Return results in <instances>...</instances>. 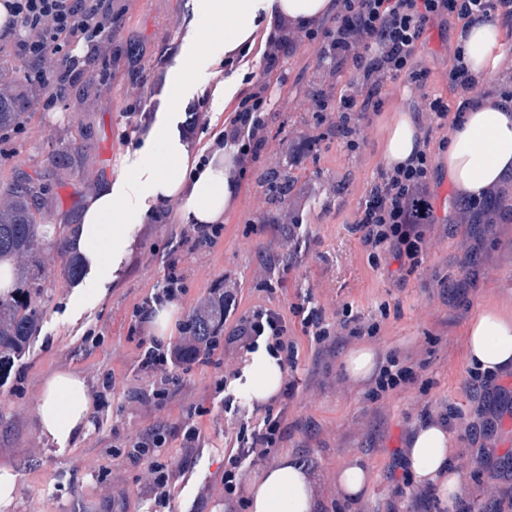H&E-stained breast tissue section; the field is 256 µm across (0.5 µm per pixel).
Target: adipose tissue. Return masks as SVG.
Returning <instances> with one entry per match:
<instances>
[{"mask_svg":"<svg viewBox=\"0 0 512 512\" xmlns=\"http://www.w3.org/2000/svg\"><path fill=\"white\" fill-rule=\"evenodd\" d=\"M333 0H193L196 15L212 23L225 53L250 51L258 23L273 27L278 19L306 25L327 13ZM457 38L465 60L477 79H493L498 67L500 42L492 25L473 23ZM453 187L478 196L512 173V106L483 99L469 107L459 128L452 131L442 159ZM231 160L215 152L207 164H199L196 151L172 133L164 121H156L144 134L139 165L125 176L127 198L111 186L91 194L76 227L69 236L75 252L91 265L105 267L115 249L130 245L136 224L144 213L129 199L146 195L155 200L181 199L182 217L193 224H214L224 218L234 184ZM468 358L480 371L501 375L512 369V318L494 310L477 313L468 328ZM252 402L268 403L282 388L284 373L276 357L266 349L250 353L244 368ZM94 403L83 378L70 371L46 380L36 410L40 436L59 446L78 443L90 426ZM451 436L441 424L420 427L409 439L404 466L413 484L433 486L442 507H453L464 488L448 456ZM249 512H315L316 487L304 467L292 457H282L248 480Z\"/></svg>","mask_w":512,"mask_h":512,"instance_id":"ef3b65f1","label":"adipose tissue"}]
</instances>
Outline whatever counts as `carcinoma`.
I'll list each match as a JSON object with an SVG mask.
<instances>
[{
    "label": "carcinoma",
    "instance_id": "1",
    "mask_svg": "<svg viewBox=\"0 0 512 512\" xmlns=\"http://www.w3.org/2000/svg\"><path fill=\"white\" fill-rule=\"evenodd\" d=\"M24 112L19 102L0 94V129L22 123ZM296 178L291 169L280 172L268 180L269 191L282 197L295 185ZM10 200L0 207V261L15 254L29 251L32 242L39 236L51 235L49 225L36 221L35 205L39 199L40 186L34 182L16 184L9 188ZM512 218V197L503 189H497L481 209L484 224H500ZM30 271L22 268L16 272V292L6 297L0 295V371L11 364L15 354L33 336L40 320V311L26 300V285ZM224 316L219 310L210 317L198 316L192 321V330L198 336H210Z\"/></svg>",
    "mask_w": 512,
    "mask_h": 512
}]
</instances>
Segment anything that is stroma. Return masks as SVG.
Listing matches in <instances>:
<instances>
[{"label":"stroma","mask_w":512,"mask_h":512,"mask_svg":"<svg viewBox=\"0 0 512 512\" xmlns=\"http://www.w3.org/2000/svg\"><path fill=\"white\" fill-rule=\"evenodd\" d=\"M210 36L207 22L193 15L192 0H127L107 63L90 61L84 78L66 86L47 110L42 107L47 91L24 79L31 63L0 56V72L12 77L13 92L23 94L29 105L22 126L0 142V202L6 201L12 183L31 179L44 188L38 223H78L88 191L107 182L121 187L142 146L144 122H155L164 113L182 134L201 106L212 128H220L229 101L215 87L223 54L199 65L181 106L167 109L178 58L188 42ZM284 67L288 102L273 112L270 130H310L315 118L308 89L321 66L301 50ZM142 85L147 95L136 111H128L132 93ZM391 86L395 95L385 102L380 122L359 151L329 138L321 142L318 157L295 168L297 180L316 178L320 189L291 248L282 247L278 236L252 229L237 207L225 210L224 239L211 252L191 251L179 239V225L162 217L137 225L131 245L113 255L111 273L102 276L69 278L65 253L52 237L39 239L33 253L13 257L14 265L33 273L29 300L42 316L10 374L0 379V470L16 476L10 512H153L139 483V468L113 457L112 450L145 426L126 407L130 393L150 385L138 366L131 314L161 284L166 256L174 248L188 270V299L227 275L241 284V315L258 304L296 302L300 289L310 287L328 322H336L348 302L379 322L378 335L343 336L328 350L299 337L297 364L288 374L296 387L288 403V435L270 459L291 454L302 461L324 487L326 512H444L406 491L396 455L427 408L459 410L470 423L469 429L452 430L450 444L465 502L474 512H489L492 499L503 510L512 503V410L502 412L494 425L483 423L476 410L492 405L493 398L465 383L471 319L484 308L512 316V224L497 225L478 238L466 226L452 224L461 198L449 181H442L434 200L438 222L431 227L425 262L408 274L392 264L372 268L356 235L341 222L374 181L392 124L421 105L407 77ZM263 262L274 271L268 287L254 279ZM441 276L448 279V292L436 286ZM362 345L374 348L379 358L395 353L407 360L415 381L402 392L371 401L369 383L353 381L344 372L346 355ZM61 371L77 373L91 390L106 375L116 379L107 394L108 408L94 412L86 437L62 452L41 438L35 425L42 386ZM213 373L210 366L194 368L156 414L171 434L169 452L179 465L171 512H228L221 480L232 445L224 437V401L210 388ZM198 405L208 410L202 419L205 440L183 444L174 430ZM483 448L493 455L482 470L472 471L469 461ZM356 457L363 458L371 480L365 496L352 503L342 497L336 474Z\"/></svg>","instance_id":"stroma-1"}]
</instances>
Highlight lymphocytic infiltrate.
<instances>
[{"label":"lymphocytic infiltrate","mask_w":512,"mask_h":512,"mask_svg":"<svg viewBox=\"0 0 512 512\" xmlns=\"http://www.w3.org/2000/svg\"><path fill=\"white\" fill-rule=\"evenodd\" d=\"M6 5L10 21L0 32V53L7 52L21 61L37 65L38 84L64 89L84 75L82 63L102 55L106 41L113 37L121 18L113 0H0ZM512 19V0H334L333 8L305 26L285 23L273 32L261 34L264 50L256 70L250 71V87L226 109L224 126L212 142L213 149H232L230 179L243 185L251 165L268 146H275V159L267 166L277 174L288 158H299L316 151L320 142L336 137L351 151L361 147L363 129L375 126L390 90L388 83L407 75L416 89L422 90V109L417 117L413 153L402 162H382L377 177L361 196L346 219L371 266H378L381 255H389L399 271L414 272L422 267L430 240L427 232L437 218L433 206V187L440 183L437 154L447 151L448 134L462 125L463 109H451L449 91H462L473 98H485L472 78L460 45L447 48L448 68L434 95L424 89L433 78L422 61L421 52L433 26L444 28L456 23ZM315 47L318 61L336 63L342 71L340 83H329L315 99L316 124L299 136L272 138L271 114L283 99L287 81L285 60L301 45ZM161 210L172 223L181 224L177 206L165 201ZM183 241L193 249L211 251L223 240L220 224H181ZM187 293L186 268L180 255H171L161 285L151 289L133 307L132 329L138 336L136 350L144 373L152 380L151 389L129 398L131 407L150 420L148 428L128 436L126 458L141 468L144 489L154 512H168L175 488L177 464L166 451L167 435L153 424L154 412L164 407L173 392L181 387L183 374L194 366L220 369L213 386L225 389L236 378L238 366L225 362L218 351L231 345L251 352L265 345L274 352L282 367H294L298 345L292 322H299L303 335L322 346L337 336H374L378 323L364 322L352 305H344L337 325L325 321V309L305 294L290 307H255L225 335L200 343L189 324H181L173 340H162L151 332L156 311L183 300ZM295 386L285 383L279 397L282 407L266 404L257 425L242 423L237 411H230L225 434L235 435L238 452L229 456L224 469V498L233 500L241 487L239 467L242 459L268 458L288 432L285 403L293 398Z\"/></svg>","instance_id":"f902f5d3"}]
</instances>
